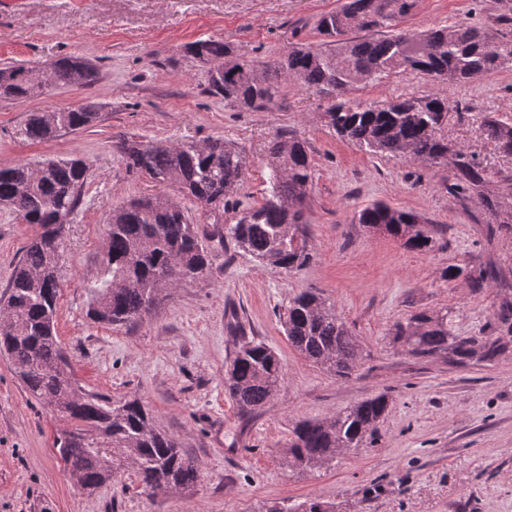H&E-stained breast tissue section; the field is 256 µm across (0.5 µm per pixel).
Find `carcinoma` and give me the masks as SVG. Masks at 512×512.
Listing matches in <instances>:
<instances>
[{
	"label": "carcinoma",
	"mask_w": 512,
	"mask_h": 512,
	"mask_svg": "<svg viewBox=\"0 0 512 512\" xmlns=\"http://www.w3.org/2000/svg\"><path fill=\"white\" fill-rule=\"evenodd\" d=\"M415 7V0H343L317 22L323 37L318 45L296 43L274 63L273 70L254 75L256 66L236 58L221 39H200L186 46L196 62L209 66L212 94L232 109H261L278 95V79L332 98L326 112L336 135L362 150L400 156L413 162L451 166L450 193L461 199L477 196L495 218L498 230L512 231V200L488 191L486 170L473 157L454 149L441 135L452 101L434 93L402 95L385 101L345 99L357 84H375L394 71L421 73L450 85L465 83L497 70L512 57V45L497 43L485 31L465 22L423 31H396L394 22ZM389 29L381 37H349L355 31ZM98 78L87 59L63 56L51 66L55 84L88 87ZM43 92L37 68L23 64L0 67V98L27 99ZM47 113H30L25 135L35 141L60 132L89 127L100 118L99 106L87 104L56 112L57 127ZM487 134L512 154V123L490 120ZM121 151L128 170L145 173L161 185H172L197 204L209 208L214 223L242 181L246 158L222 140L205 145H165L126 139ZM269 152L270 190L264 202L248 209L234 224L224 225V237L273 271L299 270L312 260L306 239L295 244L291 231L305 235L304 211L292 203L307 197L312 182V158L306 142L292 131H281ZM88 166L80 159L47 160L41 172L18 163L0 168V206L16 213L37 233L24 247L6 292L0 296V353L10 359L25 390L45 404H59L81 427L65 434L59 452L84 489L93 491L118 472L117 458L133 459L144 488L193 486L199 480L195 462L184 455L176 438L152 427L149 409L137 397L114 400L85 389L74 376L55 328L60 282L58 249L66 224L82 201ZM357 222L383 224L386 232L412 249L426 251L432 239L421 217L413 212L374 203L358 210ZM208 250L179 203L162 196L144 197L112 209L105 246L96 274L82 281L90 297L91 319L125 325L141 318L153 295L172 271L177 286L201 279L208 269ZM484 268L451 265L442 273L449 281L464 279L474 292L484 288ZM283 327L291 347L306 359L345 378L358 363L359 344L337 315L336 304L311 291L288 303ZM394 338L413 355L444 354L459 363L491 361L512 343V300L499 306V323L488 336H457L448 312L420 313L395 326ZM227 389L248 410L264 405L280 390L283 366L276 352L261 341L239 346L230 364ZM388 406L378 395L324 421L295 425L289 454L294 462L317 469L336 458L340 448H358L374 435ZM105 425L104 440L112 458L90 450L83 442L89 427Z\"/></svg>",
	"instance_id": "1"
}]
</instances>
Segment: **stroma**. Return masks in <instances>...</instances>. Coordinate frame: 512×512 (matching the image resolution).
<instances>
[{
    "mask_svg": "<svg viewBox=\"0 0 512 512\" xmlns=\"http://www.w3.org/2000/svg\"><path fill=\"white\" fill-rule=\"evenodd\" d=\"M342 0H0V66L47 67L75 55L98 70L89 87L53 85L25 100L0 99V167L84 159L83 201L66 225L56 327L80 384L119 399L140 397L154 427L178 440L201 477L189 488L151 493L132 463L95 491L76 486L55 444L75 421L31 398L0 356V512H265L317 500L334 512H512V350L486 366H459L445 355L419 357L393 341L395 323L419 312L448 311L458 335L483 336L512 294V234L490 235L488 211L449 193L451 167L368 154L329 130L328 96L280 81L260 110L226 108L209 91L207 69L185 47L205 38L270 66L293 43L316 42L321 14ZM468 22L512 43V0H417L399 19L421 31ZM438 93L459 104L442 133L485 169L494 194L512 196V155L487 136L488 118L512 122V60L462 85L418 73L351 90L381 101ZM99 106L86 129L36 142L24 135L29 113ZM290 129L306 141L313 184L305 206L314 258L302 269L272 271L212 224L196 202L127 169L122 140L169 144L226 139L247 166L224 208L232 224L263 203L269 146ZM176 198L209 252V271L174 289L149 316L112 327L88 316L81 286L97 271L113 207L134 198ZM422 215L433 246L405 247L355 223L374 202ZM39 231L0 208V293L24 247ZM492 267L497 278L475 293L445 281L451 265ZM313 290L335 302L360 345L345 380L311 363L281 325L292 297ZM271 346L284 367L278 394L244 410L224 386L242 342ZM389 408L373 437L317 469L287 463L296 422L320 421L377 395Z\"/></svg>",
    "mask_w": 512,
    "mask_h": 512,
    "instance_id": "stroma-1",
    "label": "stroma"
}]
</instances>
